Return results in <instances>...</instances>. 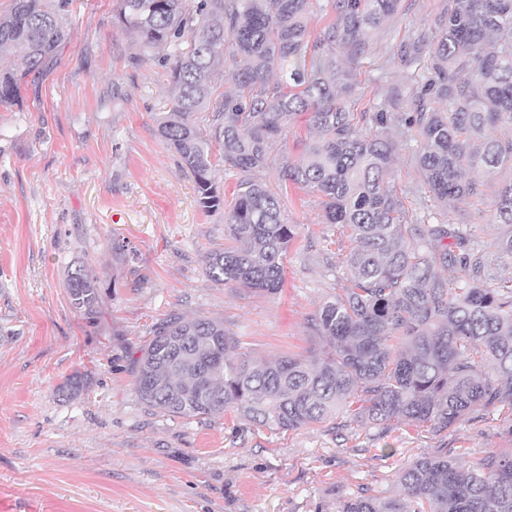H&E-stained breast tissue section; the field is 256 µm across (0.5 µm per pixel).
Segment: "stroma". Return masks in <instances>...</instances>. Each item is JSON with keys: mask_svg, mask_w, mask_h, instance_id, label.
<instances>
[{"mask_svg": "<svg viewBox=\"0 0 512 512\" xmlns=\"http://www.w3.org/2000/svg\"><path fill=\"white\" fill-rule=\"evenodd\" d=\"M445 3L401 0L353 68L365 98L403 82L399 45L431 30ZM68 29L17 104L0 108V495L45 512H340L351 497L398 495L399 471L418 458L474 464L512 448L507 407L442 433L342 416L285 432L232 410L188 419L143 403L137 360L174 318L223 322L238 354L258 362L319 347L310 320L348 285L342 257L353 243L325 223L317 194L292 186L281 292L213 282L202 258L224 247V219L202 211L193 177L156 132L168 68L144 57L115 0H73ZM393 136L389 184L406 190L409 219L435 214L413 141ZM511 179V169L485 178L483 198L449 208V223L487 242L507 233L492 201ZM78 268L98 279L91 317L68 296ZM74 374L80 392L63 393Z\"/></svg>", "mask_w": 512, "mask_h": 512, "instance_id": "1", "label": "stroma"}]
</instances>
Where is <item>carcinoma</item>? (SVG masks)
Instances as JSON below:
<instances>
[{
	"label": "carcinoma",
	"instance_id": "obj_1",
	"mask_svg": "<svg viewBox=\"0 0 512 512\" xmlns=\"http://www.w3.org/2000/svg\"><path fill=\"white\" fill-rule=\"evenodd\" d=\"M124 27L170 68L169 109L157 132L193 177L207 214L224 213L233 242L204 258L220 284L275 293L296 225L286 222L287 184L316 193L324 220L349 233L351 285L326 301L311 325L322 343L306 355L257 363L235 356L224 323L176 318L154 332L138 359L140 399L172 416L235 410L288 431L340 413L354 422H397L443 432L481 410L512 407V234L487 243L466 224L404 223L405 190L386 182L394 127L409 133L417 172L443 210L484 194L466 177L512 169V0H448L434 31L400 46L413 71L408 91L350 111L351 71L372 50L371 33L401 0H115ZM71 0H12L0 15V107L19 100L69 35ZM327 23L308 31L309 15ZM224 76L230 92H217ZM311 131L285 160L275 187L248 174L267 167L300 117ZM508 122L502 139L486 128ZM242 174L224 211L217 163ZM512 224V180L492 203ZM86 316L99 304L84 269L66 283ZM401 494L360 495L342 512H512V450L475 465L446 456L416 460Z\"/></svg>",
	"mask_w": 512,
	"mask_h": 512
}]
</instances>
